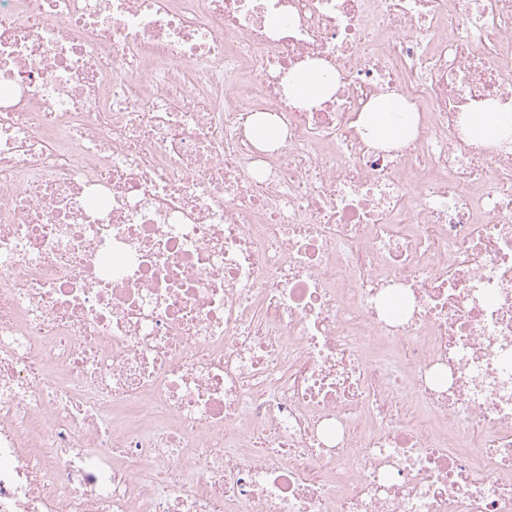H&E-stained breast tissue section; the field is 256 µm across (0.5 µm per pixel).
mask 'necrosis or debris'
Masks as SVG:
<instances>
[{
    "mask_svg": "<svg viewBox=\"0 0 512 512\" xmlns=\"http://www.w3.org/2000/svg\"><path fill=\"white\" fill-rule=\"evenodd\" d=\"M485 103L512 0H0V512H512ZM288 97L296 104L312 106L331 94L330 81L317 65H309L297 73H291L287 81ZM364 114L363 125L381 140H390L391 146L399 144L408 125H415V116L405 100L391 92L383 94ZM405 116L404 121L398 120Z\"/></svg>",
    "mask_w": 512,
    "mask_h": 512,
    "instance_id": "4bbe7bcc",
    "label": "necrosis or debris"
}]
</instances>
